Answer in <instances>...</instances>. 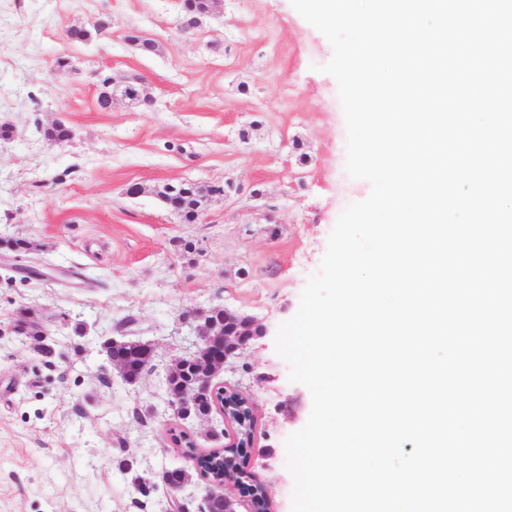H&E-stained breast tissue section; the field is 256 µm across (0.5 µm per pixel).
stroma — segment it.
Returning a JSON list of instances; mask_svg holds the SVG:
<instances>
[{
    "mask_svg": "<svg viewBox=\"0 0 512 512\" xmlns=\"http://www.w3.org/2000/svg\"><path fill=\"white\" fill-rule=\"evenodd\" d=\"M179 4L0 0V127L11 131L0 137V237L35 245L0 252V512H169L165 487L144 497L133 483L192 470L171 430L203 450L224 445L222 416L176 417L166 387L174 359L192 349L182 314L215 307L267 327L219 379L252 395L247 468L273 512H291L284 442L312 402L290 382L275 336L339 215L370 185L345 170L338 85L318 70L332 47L290 0H222L188 32ZM100 18L105 32L68 41L72 25ZM133 31L157 51L128 42ZM107 75L141 82L151 106L101 110ZM57 122L72 129L69 141L44 137ZM227 180L241 197L214 196L195 224L154 194L169 182ZM135 184L145 191L129 196ZM180 238L196 243L194 261L178 252ZM20 264L39 276L24 277ZM24 311L53 357L15 332ZM129 314L128 335L156 350L133 386L102 350Z\"/></svg>",
    "mask_w": 512,
    "mask_h": 512,
    "instance_id": "stroma-1",
    "label": "stroma"
}]
</instances>
